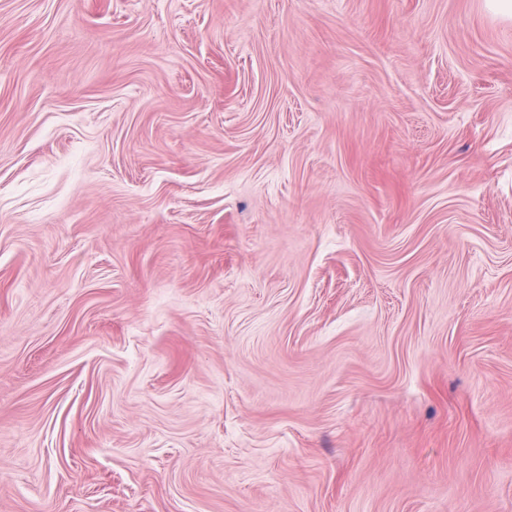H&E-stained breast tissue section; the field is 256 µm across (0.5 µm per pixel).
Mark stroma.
I'll return each mask as SVG.
<instances>
[{"label": "stroma", "mask_w": 512, "mask_h": 512, "mask_svg": "<svg viewBox=\"0 0 512 512\" xmlns=\"http://www.w3.org/2000/svg\"><path fill=\"white\" fill-rule=\"evenodd\" d=\"M0 512H512V17L0 0Z\"/></svg>", "instance_id": "stroma-1"}]
</instances>
